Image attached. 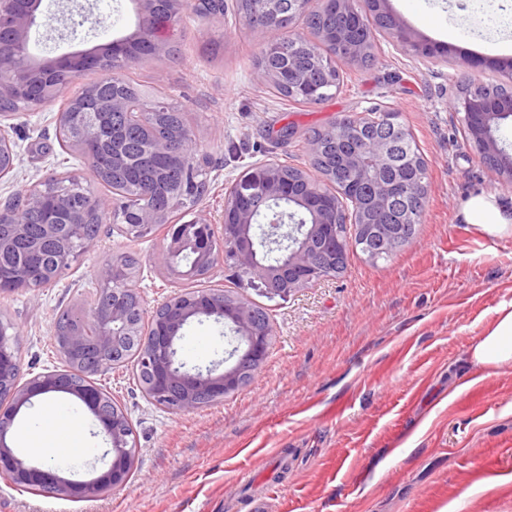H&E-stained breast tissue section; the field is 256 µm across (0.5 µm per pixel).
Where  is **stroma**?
Segmentation results:
<instances>
[{"label": "stroma", "mask_w": 512, "mask_h": 512, "mask_svg": "<svg viewBox=\"0 0 512 512\" xmlns=\"http://www.w3.org/2000/svg\"><path fill=\"white\" fill-rule=\"evenodd\" d=\"M386 7L442 50L512 59V26L480 13L465 17L468 0H388ZM41 10L42 24L30 33L38 58L98 48L136 27L131 0H42ZM263 39L240 18L220 23L190 11L169 51L125 71L146 94L163 92L180 105L208 159L207 189L183 215L221 220L225 186L253 163L307 166L305 142L275 144L269 128H322L379 104L399 112L427 162L428 196L413 240L376 264L351 252L344 274L272 300L236 289L215 268L207 287L238 290L265 307L273 325L269 354L251 382L222 401L175 413L143 396L133 365L97 374L134 430L131 480L103 497L71 501L0 476V512H249L253 500L265 512H512V364L489 371L468 364L497 309L512 304V235L491 238L459 218L475 193L512 204V184L470 146L453 107L460 78L502 83L505 75L422 58L383 35L369 66L341 65L343 82L331 99L300 104L255 78ZM62 107L56 100L7 116L18 160L13 178L0 181V206L64 162L103 194L88 164L59 143ZM163 234L101 231L57 282L0 293L24 377L63 369L53 325L88 298L108 257L138 255L146 307L185 288L154 262ZM234 345L223 324L194 321L181 358L191 368L220 367ZM55 402L86 432L57 467L85 479L106 466L109 443L78 401ZM244 472L252 480L242 487Z\"/></svg>", "instance_id": "stroma-1"}]
</instances>
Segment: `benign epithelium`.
<instances>
[{"label":"benign epithelium","mask_w":512,"mask_h":512,"mask_svg":"<svg viewBox=\"0 0 512 512\" xmlns=\"http://www.w3.org/2000/svg\"><path fill=\"white\" fill-rule=\"evenodd\" d=\"M42 0H0V104L24 98L30 88L39 95L49 96L56 92L53 78L58 75L80 76L87 71L101 75L114 74L115 66L129 65L137 61L130 51L137 49L156 55L168 49V43L159 35V21L166 17L170 25L183 17L193 7V0H133L138 22L133 33L116 39L108 45L78 50L56 59H38L30 51V32L39 25ZM386 0H336V12L358 20L362 7L386 18L390 32L397 44L417 55L432 56V46L414 39L413 34L392 14L384 11ZM317 41L339 44L346 61L362 62L371 52V39L359 36L350 26L338 25L321 30ZM255 77L272 84L304 86L307 75L297 72L258 67ZM464 112L465 134L477 152L489 162L491 170L507 182H512V156L504 153L494 135L501 120L512 115V98L493 101L480 91V84H473L460 99ZM168 109L165 101L138 102L120 97H103L95 85L85 86L82 93L72 98L59 113V121L66 122L72 115H79L69 144L85 156L89 165L97 162V155L104 143L111 144L109 164L112 170L123 169L127 158L121 145L113 142L112 115L126 112L133 117L142 131V151L145 158L169 154L171 141L153 135L152 127L159 113ZM409 129L399 121V113L388 112L386 123L370 138L363 135L360 122L341 132L336 149L345 164L360 172L370 162L377 172L404 164L409 170H418L414 159L399 161L395 155L397 141L407 137ZM173 139L183 143L184 167L191 169L200 164L199 147L193 132L178 128ZM17 151L6 126L0 124V177L12 173L16 167ZM252 170L247 181L235 178L224 193V228L215 233L216 225L204 213L189 220V225L171 220L172 214L186 200L195 197L196 189L189 183H180L172 191L169 200L160 205L138 207L137 223H127V211L111 206L109 199L88 196L82 201V212L71 209L72 196L68 193L49 191V187L37 182L25 189L22 204L17 210H0V224H8L13 236L26 234L24 216L39 212L43 216L46 237L55 244V261L60 269H67L92 246L90 242L75 243L74 230L103 212H112V222L122 224L127 236L157 225L166 227L165 243L156 255L157 265L172 280H191L205 272L224 265L232 277L255 285L271 295L281 297L298 289L306 288L331 272L320 269L313 261L316 252L315 239L322 236L325 224L337 223L340 208L337 203L325 205L319 202L321 192L309 183L297 186L282 180L274 161H263L249 166ZM423 197V183H413L408 190L404 183L377 179L370 191L358 195L349 190L340 197L341 202L353 200L355 218L352 223L372 234L379 235L376 242L390 248L395 245V233L389 224L372 223L376 211L393 209L396 223L409 224L411 208L397 205L409 195ZM11 247V241L0 236V274L7 273L12 279L27 282L34 278L33 263L17 261L3 263V255ZM281 253L283 262L271 265L263 260V254ZM135 275L127 273L114 259H107L96 271L98 289L110 293L112 307L103 312L97 307H83L72 315L74 331L56 341L62 358L90 368L112 364L111 349L121 338L141 336L136 355L141 371L145 373L142 392L148 398L165 401L172 412H188L201 407V398L220 401L240 389V370L249 363L261 364L267 357L272 336V325L266 324L261 331L255 329L250 318V304L238 300L237 307L229 311L218 288L188 289L173 293L152 309L143 305ZM214 318L232 324L234 337L246 345L244 354L238 348L231 350L234 362L223 371L214 369L190 371L178 359L177 344L185 326L194 319ZM62 393L79 401L95 418L111 443V461L106 469L86 481H74L60 474L59 470L42 463L33 464L19 457L11 445L14 421L22 408L40 396ZM129 420L124 411L112 400V396L93 382L75 385L64 371H47L31 378L21 377L19 360L15 354L0 356V473L18 481L47 489L49 492L70 499H96L111 490L123 487L136 462V442L126 439Z\"/></svg>","instance_id":"benign-epithelium-1"}]
</instances>
